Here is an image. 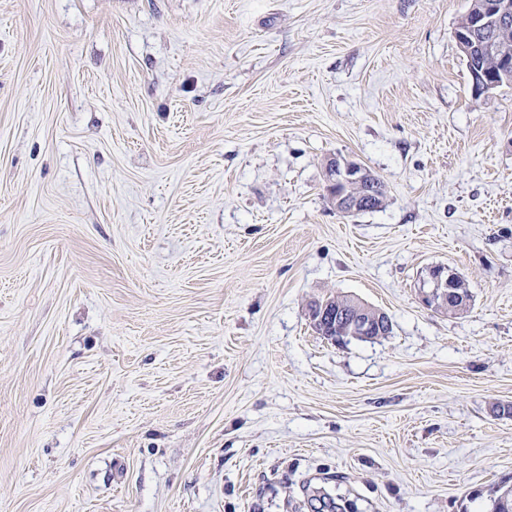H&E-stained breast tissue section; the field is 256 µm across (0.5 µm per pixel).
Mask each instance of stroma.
Masks as SVG:
<instances>
[{"instance_id":"obj_1","label":"stroma","mask_w":512,"mask_h":512,"mask_svg":"<svg viewBox=\"0 0 512 512\" xmlns=\"http://www.w3.org/2000/svg\"><path fill=\"white\" fill-rule=\"evenodd\" d=\"M469 5L0 0V512H492L512 84L473 92ZM343 295L391 334L315 333ZM376 175L361 164L343 157L332 158L328 169L327 191L336 210L344 214L361 211L363 198L375 193L365 186L376 185ZM355 189V192H351ZM376 189V188H375ZM461 281V283H459ZM465 278L455 272H448L444 266L430 269L428 277L420 287L421 302L428 308L448 312L452 303L465 301ZM470 303V301H469ZM469 303L448 313L460 315L467 312Z\"/></svg>"}]
</instances>
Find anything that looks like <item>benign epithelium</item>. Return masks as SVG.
I'll use <instances>...</instances> for the list:
<instances>
[{
    "label": "benign epithelium",
    "mask_w": 512,
    "mask_h": 512,
    "mask_svg": "<svg viewBox=\"0 0 512 512\" xmlns=\"http://www.w3.org/2000/svg\"><path fill=\"white\" fill-rule=\"evenodd\" d=\"M512 21V0H481L477 13L466 29L455 31V39L466 63H471L475 51L496 60V68L489 71L477 67L471 73L473 90L478 94L497 88L502 80L512 77V48L505 43L477 42L476 32L489 23L506 25ZM376 185V175L361 164L343 157L330 160L327 191L336 210L344 214L361 211L364 197L371 195L367 186ZM466 280L444 266L430 269L428 277L420 287L421 302L428 308L448 311L454 302L465 301ZM311 321L316 324L326 339L343 346L350 339L371 341L388 336L392 322L382 311L371 312L366 306L351 314L339 307L331 311L325 305L314 304L310 308Z\"/></svg>",
    "instance_id": "obj_1"
}]
</instances>
